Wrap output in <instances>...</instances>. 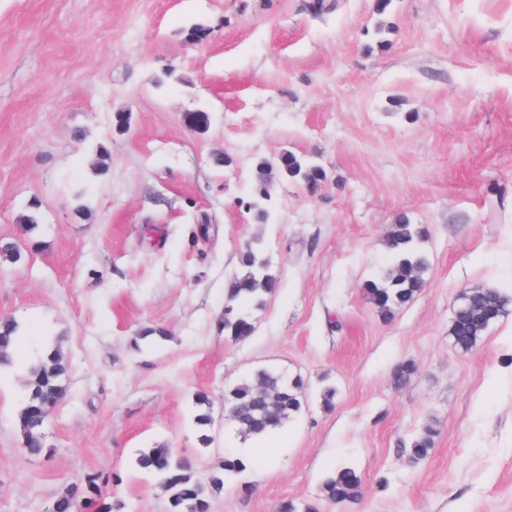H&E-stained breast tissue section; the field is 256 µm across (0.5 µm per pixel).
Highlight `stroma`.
I'll return each mask as SVG.
<instances>
[{
    "label": "stroma",
    "mask_w": 512,
    "mask_h": 512,
    "mask_svg": "<svg viewBox=\"0 0 512 512\" xmlns=\"http://www.w3.org/2000/svg\"><path fill=\"white\" fill-rule=\"evenodd\" d=\"M306 2L0 0V244L21 252L0 263V317L20 336L18 367L0 370V512H49L88 474L132 512H165L138 453L163 443L200 473L246 453L224 392L261 367L305 379V406L212 512H276L286 499L320 512H512V305L470 351L450 335L463 290L512 298V0H393L383 48L374 0L316 16ZM196 25L210 30L199 44ZM198 109L203 132L184 119ZM286 151L327 181L313 194L277 184L274 221L255 223V166ZM217 152L230 165L215 167ZM33 203L40 222L26 233ZM402 213L425 230L429 268L387 318L364 285ZM258 233L278 287L234 341L224 284ZM150 325L167 341L135 348ZM56 341L67 396L30 456L20 368ZM404 363L416 372L398 386ZM325 381L338 390L329 410ZM429 426L432 448L412 458ZM337 465L359 471L357 500H320ZM211 401L206 393H201L196 398V414L194 416V423L201 432L200 440L203 445L207 446L211 443L209 430L213 423V418L210 412Z\"/></svg>",
    "instance_id": "stroma-1"
}]
</instances>
